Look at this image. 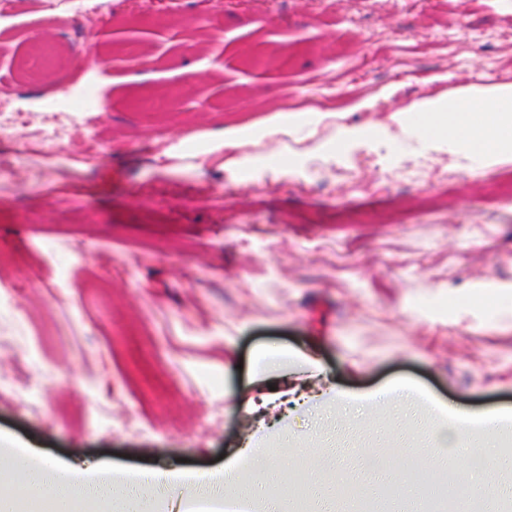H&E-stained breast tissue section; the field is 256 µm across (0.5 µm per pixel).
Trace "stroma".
Listing matches in <instances>:
<instances>
[{
    "label": "stroma",
    "mask_w": 512,
    "mask_h": 512,
    "mask_svg": "<svg viewBox=\"0 0 512 512\" xmlns=\"http://www.w3.org/2000/svg\"><path fill=\"white\" fill-rule=\"evenodd\" d=\"M101 3L91 51L110 65L71 84L102 110L79 115L51 181L0 172L1 435L63 461L208 469L241 430L256 353L277 347L350 390L512 410V153L485 161L397 119L512 84V0ZM42 33L63 53L79 39L70 0H12L0 81L25 110L54 104L14 72ZM283 109L322 118L225 171L218 131ZM341 127L378 136L318 154ZM406 426L305 417L266 467L383 455Z\"/></svg>",
    "instance_id": "35a3bbf8"
}]
</instances>
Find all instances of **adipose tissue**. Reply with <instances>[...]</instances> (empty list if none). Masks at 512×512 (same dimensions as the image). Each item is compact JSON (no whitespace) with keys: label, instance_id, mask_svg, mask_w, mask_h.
<instances>
[{"label":"adipose tissue","instance_id":"adipose-tissue-1","mask_svg":"<svg viewBox=\"0 0 512 512\" xmlns=\"http://www.w3.org/2000/svg\"><path fill=\"white\" fill-rule=\"evenodd\" d=\"M413 109L430 120L425 135L448 139L485 159L512 153V85L496 87L490 100L475 92L448 99L428 98L415 103ZM296 124V114L279 112L263 121L224 129L220 147L228 155L226 167L243 165L249 159L248 147ZM302 365L312 375L322 372L319 361L297 349L258 352L252 377L255 388L238 401L246 429L218 469L144 468L126 475L85 461L56 462L46 469L43 453L30 447L26 455L39 468L41 499L50 502L56 512H292L284 488L268 508H259L267 486L260 472L266 457L289 447L299 416L352 402L363 407L390 404L419 394L418 389L403 384L357 395L333 385L309 386L298 379ZM428 404L436 421L421 433L433 450L423 461L425 467L446 459L452 448L467 449L485 465L507 464V457H489L485 450L492 447L501 427L512 421V412L474 413L433 398ZM193 488L198 491L194 497L189 494Z\"/></svg>","mask_w":512,"mask_h":512}]
</instances>
